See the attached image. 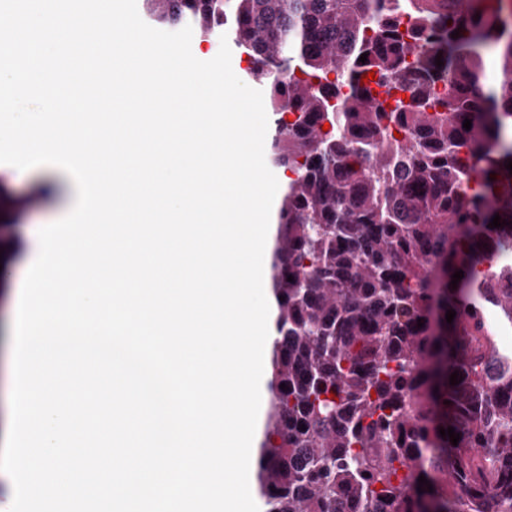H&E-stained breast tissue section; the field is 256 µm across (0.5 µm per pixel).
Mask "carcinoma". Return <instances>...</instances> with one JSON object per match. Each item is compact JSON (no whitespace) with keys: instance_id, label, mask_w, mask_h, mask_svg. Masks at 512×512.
<instances>
[{"instance_id":"carcinoma-1","label":"carcinoma","mask_w":512,"mask_h":512,"mask_svg":"<svg viewBox=\"0 0 512 512\" xmlns=\"http://www.w3.org/2000/svg\"><path fill=\"white\" fill-rule=\"evenodd\" d=\"M145 2L153 22L221 27L243 49L275 115L272 164L290 172L265 512H512V354L491 339L492 320L512 324V262L497 261L512 253V0L470 15L457 0ZM496 214L509 224L488 227Z\"/></svg>"}]
</instances>
